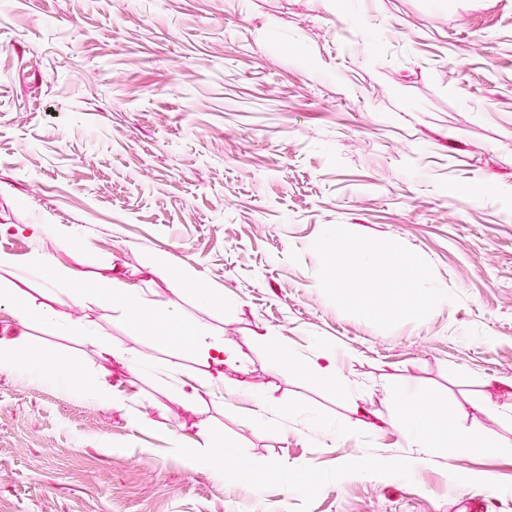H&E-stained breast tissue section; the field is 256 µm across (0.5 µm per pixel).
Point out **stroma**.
I'll list each match as a JSON object with an SVG mask.
<instances>
[{"label":"stroma","mask_w":512,"mask_h":512,"mask_svg":"<svg viewBox=\"0 0 512 512\" xmlns=\"http://www.w3.org/2000/svg\"><path fill=\"white\" fill-rule=\"evenodd\" d=\"M1 224L18 265L0 290L57 317L24 327L2 299L0 338L77 360L112 400L0 370V512H293L296 493L227 481L175 442L215 428L257 463L407 461L395 384L440 391L504 452L348 475L310 512H512V0H0ZM345 233L417 254L422 297L445 303L374 318L336 300ZM43 252L144 289L234 360L75 305L65 280L44 298ZM283 350L335 358L340 383L280 367ZM255 393L288 418L256 417ZM336 426L346 439L324 437ZM189 329L195 337L198 353L206 361L221 364L232 359L230 346L209 341V336L199 326L193 325Z\"/></svg>","instance_id":"35a3bbf8"}]
</instances>
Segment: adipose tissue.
<instances>
[{
    "instance_id": "1",
    "label": "adipose tissue",
    "mask_w": 512,
    "mask_h": 512,
    "mask_svg": "<svg viewBox=\"0 0 512 512\" xmlns=\"http://www.w3.org/2000/svg\"><path fill=\"white\" fill-rule=\"evenodd\" d=\"M421 265L415 254L393 250L389 266H382L376 253L363 239L346 235L336 240V258L327 280L337 300L371 316L420 317L430 303L422 298L416 283ZM71 299L80 304L93 297L119 306L128 324L141 333L165 341L181 328V321L157 306L145 293L123 284L96 288L72 276Z\"/></svg>"
}]
</instances>
